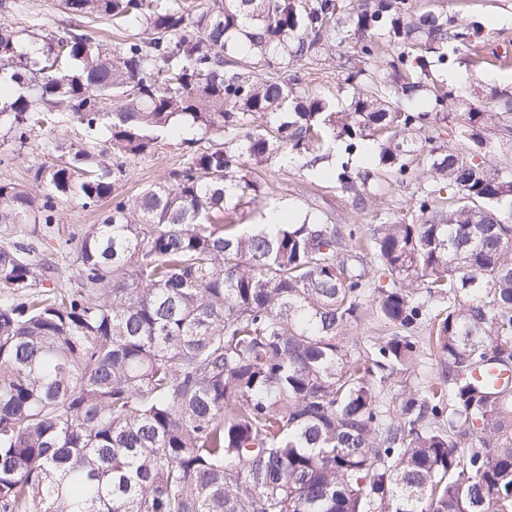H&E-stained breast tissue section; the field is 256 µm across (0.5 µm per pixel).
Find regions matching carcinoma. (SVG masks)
I'll use <instances>...</instances> for the list:
<instances>
[{
    "label": "carcinoma",
    "mask_w": 512,
    "mask_h": 512,
    "mask_svg": "<svg viewBox=\"0 0 512 512\" xmlns=\"http://www.w3.org/2000/svg\"><path fill=\"white\" fill-rule=\"evenodd\" d=\"M57 6L35 58L0 25V128L57 153L0 182V512H512V386L473 379L512 365V92L439 77L509 51L413 0ZM337 142L372 152L352 208L416 181L409 207L233 231L273 163ZM71 202L100 221L61 226ZM167 142L169 144L162 146L155 155L138 159L129 166L127 180L121 189L126 193L134 192L143 185L159 180L170 167L179 162V146L175 144L176 141Z\"/></svg>",
    "instance_id": "obj_1"
}]
</instances>
